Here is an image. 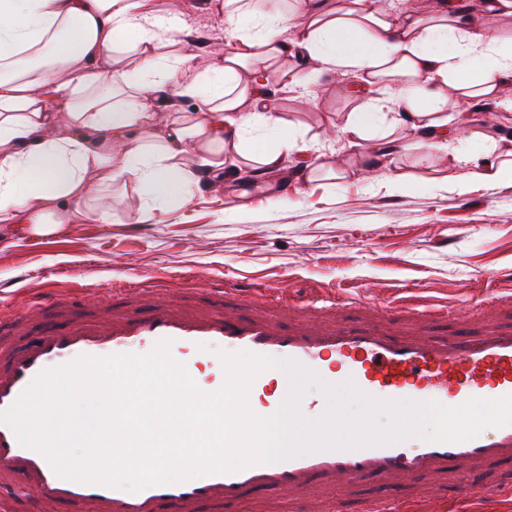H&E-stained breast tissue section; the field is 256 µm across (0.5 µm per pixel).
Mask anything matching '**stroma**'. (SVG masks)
Returning <instances> with one entry per match:
<instances>
[{
	"label": "stroma",
	"instance_id": "stroma-1",
	"mask_svg": "<svg viewBox=\"0 0 512 512\" xmlns=\"http://www.w3.org/2000/svg\"><path fill=\"white\" fill-rule=\"evenodd\" d=\"M159 8L182 29L194 56L183 76L191 78L223 49L224 16L214 0H159ZM265 90L274 111L309 138L308 150L261 175L237 166L219 181L199 176L188 200L156 208L143 189L125 185L113 194L111 223L0 238V282L8 284L0 309L40 288L77 302L85 281L119 288L162 280L192 302L199 284L238 279L269 288L268 306L279 289L294 305L334 299L351 322L365 307L390 310L410 296L428 307L512 296V186L442 179L432 150L405 152L406 129L387 147L388 168L349 169L352 150L340 129L361 96L353 75L322 74L303 98L273 71ZM511 103L512 83L462 104L469 125L451 131L441 149L449 170L482 151V135L512 140V122L499 121ZM398 174L405 189L393 182ZM285 183L292 191L284 196ZM22 270L32 279L18 280Z\"/></svg>",
	"mask_w": 512,
	"mask_h": 512
}]
</instances>
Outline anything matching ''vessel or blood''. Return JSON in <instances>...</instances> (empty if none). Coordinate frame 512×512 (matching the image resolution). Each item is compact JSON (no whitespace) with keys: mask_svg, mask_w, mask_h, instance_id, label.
Wrapping results in <instances>:
<instances>
[{"mask_svg":"<svg viewBox=\"0 0 512 512\" xmlns=\"http://www.w3.org/2000/svg\"><path fill=\"white\" fill-rule=\"evenodd\" d=\"M201 307L177 303L166 290L132 283L119 291V304L92 296L78 306L46 288L16 311L0 313V410L9 408L44 369L82 355L145 354L162 339L173 357L192 368L211 366L223 378L214 349L245 350L291 359L328 384L353 381L381 400L437 401L452 407L471 398L512 395V323L453 334L414 331L418 323L447 321V309L405 303L401 314L374 309L373 317L347 322L343 306L318 299L306 304L301 320L284 323L279 312L253 307L252 283L225 281L202 290ZM289 391L287 376L268 370L254 381L252 410L274 413ZM491 463L512 464V424L457 443L416 437L358 449L318 450L284 461L255 465L232 474H210L177 484L153 485L132 493L59 478L37 451L20 445L0 424V512H21L43 502L59 512H225L255 492L279 491L298 500L329 498L339 512H412L414 485L449 483L455 497L477 502L493 492L512 496V478L489 481ZM405 489L401 498L357 497L369 480Z\"/></svg>","mask_w":512,"mask_h":512,"instance_id":"b4317fda","label":"vessel or blood"}]
</instances>
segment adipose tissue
<instances>
[{"mask_svg": "<svg viewBox=\"0 0 512 512\" xmlns=\"http://www.w3.org/2000/svg\"><path fill=\"white\" fill-rule=\"evenodd\" d=\"M222 9L223 51L182 82L191 56L156 0H0V224L49 236L110 222L118 184L143 185L163 202L231 158L259 174L276 168L307 143L267 106L260 78L275 69L303 89L324 71L360 77L365 92L341 129L357 169L387 167L386 152L361 144L393 139L399 126L412 131V148L441 141L447 88L469 100L512 80V37L490 39L466 13L415 17L382 10L380 0H223ZM291 56L304 68L284 70ZM171 93L194 100L195 111L161 108ZM386 107L396 120L385 119ZM255 127L269 131L271 148L247 151ZM455 178L512 186V148L491 142Z\"/></svg>", "mask_w": 512, "mask_h": 512, "instance_id": "obj_1", "label": "adipose tissue"}]
</instances>
